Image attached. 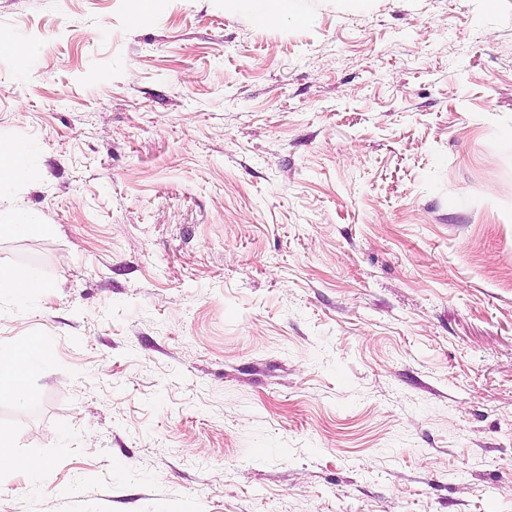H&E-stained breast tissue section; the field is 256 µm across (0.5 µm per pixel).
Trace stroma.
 I'll return each mask as SVG.
<instances>
[{
  "instance_id": "stroma-1",
  "label": "stroma",
  "mask_w": 512,
  "mask_h": 512,
  "mask_svg": "<svg viewBox=\"0 0 512 512\" xmlns=\"http://www.w3.org/2000/svg\"><path fill=\"white\" fill-rule=\"evenodd\" d=\"M0 0V512H512V0ZM251 13L257 28H266L288 19L291 14V0H236ZM0 288H10L19 294L39 295L44 286L30 271L18 269L11 272L5 280L0 276ZM40 354L36 343H28L17 354L9 358H0V395L7 398H19L24 390V380L30 363ZM11 445L4 433L0 432V469L8 468L16 474H25L36 466L30 458L19 457L12 453Z\"/></svg>"
}]
</instances>
